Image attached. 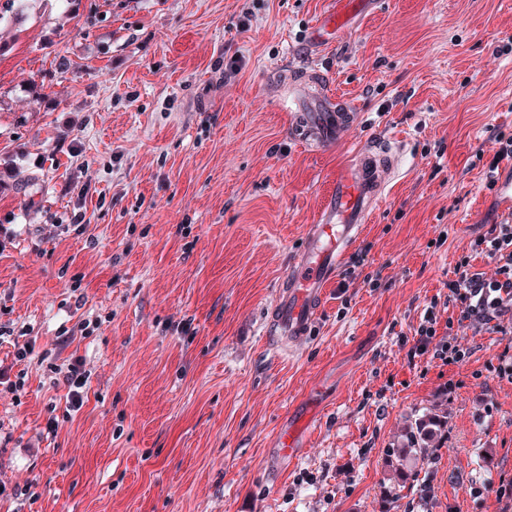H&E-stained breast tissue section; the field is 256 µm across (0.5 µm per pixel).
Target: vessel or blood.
Wrapping results in <instances>:
<instances>
[{
	"instance_id": "b4317fda",
	"label": "vessel or blood",
	"mask_w": 512,
	"mask_h": 512,
	"mask_svg": "<svg viewBox=\"0 0 512 512\" xmlns=\"http://www.w3.org/2000/svg\"><path fill=\"white\" fill-rule=\"evenodd\" d=\"M297 105L301 118L295 124L296 137L319 148L344 140L358 119L353 105L326 84L303 86ZM398 166L394 148L361 147L327 194L315 222L305 225L303 245L278 287L267 325L283 352H294L310 336L326 284L361 237ZM303 429L299 422L280 431V456L296 458L304 446Z\"/></svg>"
}]
</instances>
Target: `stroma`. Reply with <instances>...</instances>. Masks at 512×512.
<instances>
[{
	"label": "stroma",
	"mask_w": 512,
	"mask_h": 512,
	"mask_svg": "<svg viewBox=\"0 0 512 512\" xmlns=\"http://www.w3.org/2000/svg\"><path fill=\"white\" fill-rule=\"evenodd\" d=\"M335 6L30 0L0 27V486L34 492L0 512H512V319L462 323L448 298L463 260L493 275L473 244L512 225L486 181L512 134V5L377 0L315 41ZM309 71L359 114L322 151L292 137ZM374 139L399 145L396 180L282 355L263 328L278 285ZM430 306L465 362L415 353ZM75 356L90 388L67 418L46 364ZM435 408L430 461L395 468L389 449ZM295 415L309 445L277 460Z\"/></svg>",
	"instance_id": "1"
}]
</instances>
